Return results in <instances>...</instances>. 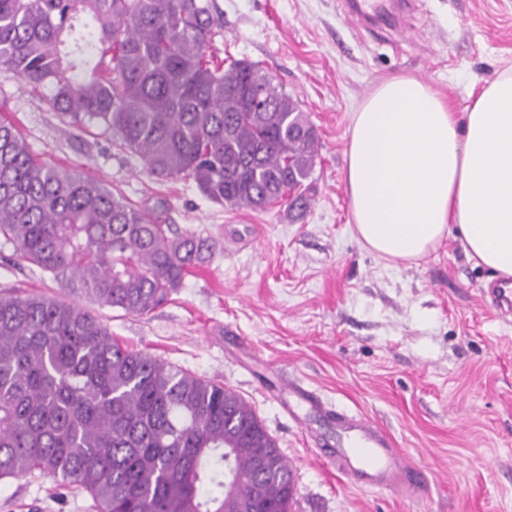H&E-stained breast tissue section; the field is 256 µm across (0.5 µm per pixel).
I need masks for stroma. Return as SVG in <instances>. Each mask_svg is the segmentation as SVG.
<instances>
[{"instance_id":"35a3bbf8","label":"stroma","mask_w":512,"mask_h":512,"mask_svg":"<svg viewBox=\"0 0 512 512\" xmlns=\"http://www.w3.org/2000/svg\"><path fill=\"white\" fill-rule=\"evenodd\" d=\"M216 4L217 55L258 64L315 127L307 214L232 209L191 180L150 177L99 129L63 120L48 90L0 70V112L33 155L216 244L146 316L70 294L1 241L0 293L91 309L122 345L237 393L292 468L294 512H512V313L494 307L497 283L456 235L386 265L357 238L344 184L351 115L381 82L407 74L462 108L471 88L512 68V0H416L389 24L351 18L347 0ZM350 418L386 432L423 471V492L363 487L330 457ZM0 512L95 510L36 474L0 482Z\"/></svg>"}]
</instances>
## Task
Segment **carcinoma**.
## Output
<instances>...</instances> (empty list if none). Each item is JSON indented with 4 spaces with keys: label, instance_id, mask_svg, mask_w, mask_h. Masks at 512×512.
<instances>
[{
    "label": "carcinoma",
    "instance_id": "1",
    "mask_svg": "<svg viewBox=\"0 0 512 512\" xmlns=\"http://www.w3.org/2000/svg\"><path fill=\"white\" fill-rule=\"evenodd\" d=\"M214 0H0V69L159 179L233 208L310 207L308 113L258 66H224ZM0 237L101 307L146 316L210 257L104 185L36 160L0 114ZM264 459V467L255 463ZM242 476L224 479L225 463ZM95 512H292L291 469L252 407L112 339L92 312L0 296V481L30 474Z\"/></svg>",
    "mask_w": 512,
    "mask_h": 512
}]
</instances>
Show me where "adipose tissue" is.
Listing matches in <instances>:
<instances>
[{"label": "adipose tissue", "instance_id": "adipose-tissue-1", "mask_svg": "<svg viewBox=\"0 0 512 512\" xmlns=\"http://www.w3.org/2000/svg\"><path fill=\"white\" fill-rule=\"evenodd\" d=\"M344 181L380 258L414 261L455 233L468 259L512 281V69L462 110L414 77L383 81L352 116Z\"/></svg>", "mask_w": 512, "mask_h": 512}]
</instances>
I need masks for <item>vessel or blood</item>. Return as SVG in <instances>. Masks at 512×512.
<instances>
[{
    "instance_id": "1",
    "label": "vessel or blood",
    "mask_w": 512,
    "mask_h": 512,
    "mask_svg": "<svg viewBox=\"0 0 512 512\" xmlns=\"http://www.w3.org/2000/svg\"><path fill=\"white\" fill-rule=\"evenodd\" d=\"M337 457L358 473L366 487H396L418 492L422 476L417 467L399 456L388 435L369 422H351L337 441Z\"/></svg>"
}]
</instances>
